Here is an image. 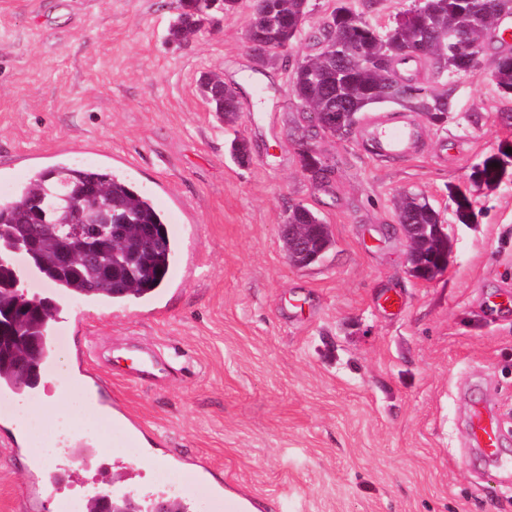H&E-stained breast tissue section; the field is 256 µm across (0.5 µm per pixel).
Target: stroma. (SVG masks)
Returning <instances> with one entry per match:
<instances>
[{
  "label": "stroma",
  "mask_w": 512,
  "mask_h": 512,
  "mask_svg": "<svg viewBox=\"0 0 512 512\" xmlns=\"http://www.w3.org/2000/svg\"><path fill=\"white\" fill-rule=\"evenodd\" d=\"M339 0H309L305 33L286 61L260 67L246 43L251 0L178 47L165 40L178 0H0V199L32 156L86 166L123 158L155 194L169 234L192 249L154 314L124 317L69 295L56 300L94 345L89 361L116 405L112 462L57 453L28 462L30 440L0 437V512L35 488L40 512L116 492L179 497L190 512H512V175L473 186L474 165L512 145V98L482 72L454 81V117L421 124L416 156L379 159L362 130L312 143L332 174L316 183L296 141L309 130L292 66ZM219 71L240 87V119L224 128L197 90ZM244 138L239 165L229 143ZM471 198L455 221L450 194ZM416 192L441 211L448 268L421 280L393 207ZM303 205L328 225L318 263L293 267L281 226ZM396 296L399 308L384 304ZM41 376L79 379L70 331ZM156 351L169 367L128 380L125 351ZM481 405L499 422L497 458L468 437ZM221 494H212L213 484Z\"/></svg>",
  "instance_id": "1"
}]
</instances>
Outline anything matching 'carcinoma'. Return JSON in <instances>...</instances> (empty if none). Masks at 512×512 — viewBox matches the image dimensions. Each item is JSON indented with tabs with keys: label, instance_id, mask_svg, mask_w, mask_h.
I'll list each match as a JSON object with an SVG mask.
<instances>
[{
	"label": "carcinoma",
	"instance_id": "1",
	"mask_svg": "<svg viewBox=\"0 0 512 512\" xmlns=\"http://www.w3.org/2000/svg\"><path fill=\"white\" fill-rule=\"evenodd\" d=\"M416 8L427 14L429 29L396 23L377 28L362 21L359 14L346 6L331 13L336 32L324 28L309 35L316 52L299 61L292 72L295 96L302 104L306 119L315 133L323 132L321 122L326 111L345 102L354 109L347 128L336 135L349 137L360 123L361 115L374 106L386 104V89L392 83L389 69L377 62L397 58L403 62L417 48L427 43L429 52L419 63L444 68V80L435 84L402 79L398 106L423 117L433 126L438 114L452 119L453 79L477 75L485 44L495 30L488 0H413ZM308 12V0H266V6L253 2L250 28L259 31L269 47L295 41L304 26L298 17ZM207 14L204 0H180L179 12L167 29V40L184 44L199 33ZM512 58L507 48L494 60V82L499 92L512 95ZM200 93L218 118L226 125L237 123L240 114L239 93L221 83L219 75L209 73L200 79ZM302 167L325 182L330 169L319 156L300 154ZM497 159L485 158L483 169L472 170L470 178L491 188L498 183ZM34 209L44 212L46 223L30 224L24 215ZM112 210L113 226L124 231L112 235V245L102 247L87 260L77 257L69 262L61 258V248L77 211L89 215ZM411 214L414 224H439L440 214L423 194H409L396 206L397 218ZM286 224H317L320 232L311 253L333 241L328 226L317 213L303 206L291 208ZM176 251L170 237L165 214L151 196L132 185L126 176L110 167H86L59 162L30 173L18 186L14 197L0 202V328L17 327L31 345L11 343L0 338V383L19 388L41 367V336L54 316L55 300L37 298V307H22L20 291L24 288L21 271L32 270L48 287L63 294L86 297L94 301L120 304L140 299L152 290L164 287Z\"/></svg>",
	"mask_w": 512,
	"mask_h": 512
}]
</instances>
